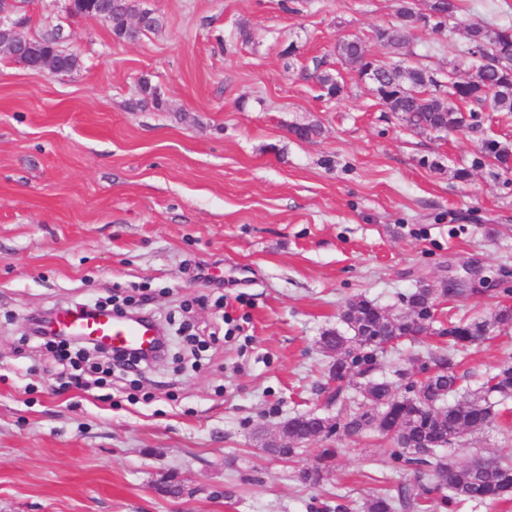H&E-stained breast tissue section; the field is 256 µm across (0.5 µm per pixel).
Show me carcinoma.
<instances>
[{
  "instance_id": "carcinoma-1",
  "label": "carcinoma",
  "mask_w": 512,
  "mask_h": 512,
  "mask_svg": "<svg viewBox=\"0 0 512 512\" xmlns=\"http://www.w3.org/2000/svg\"><path fill=\"white\" fill-rule=\"evenodd\" d=\"M462 0H431L429 15L422 18L412 7V0H400L396 21L377 29L382 46L399 54L409 48L414 29L421 21L436 32L461 11ZM109 26L119 39L135 41L162 26V18L153 14L140 28L128 24L130 9L126 0H109ZM468 46L478 47V56L470 57L469 75L457 76L452 68L438 78L427 71L399 63L378 61L368 73L362 60L360 38L346 37L337 45L344 64L355 70L362 80H375L378 99L387 111L399 116L415 130L429 128L456 131L478 127L482 112L512 113V26L466 27ZM57 68L65 74L79 66L78 55L59 50ZM311 77L318 84L320 96L339 97L343 86L335 75L318 63ZM456 101L458 106L445 104ZM490 165L500 171H512V152L495 139L483 141L481 151L468 168L455 171L456 178L466 180L471 170ZM476 288H444L429 294L421 288L407 297L410 313H396L363 297L348 300L341 321L352 335L331 331L321 337L320 346L330 358L327 374H336V390L326 391L324 407L336 408V416H321L313 410L301 411L288 418L294 439L308 444L332 428L330 421L351 436L374 432L381 437L383 453L396 472L411 471L413 478L400 483L397 489L384 488L365 499L362 512H423L429 495L438 494L440 507L453 509L461 503L498 504L512 499V457L458 461L435 457L438 444L452 445L466 434L484 430L497 418L496 402L512 398V364L505 363L475 390L469 391L453 404L448 396L458 391L459 377L455 359L461 349L478 346L490 339L496 329L512 326V307L503 306L490 316L465 320L444 317L442 305L450 298L468 299ZM422 333L448 338L446 351H418L409 366L397 372L405 379L419 366L433 365L436 374L400 387L378 376L389 349L403 338ZM357 368L358 394L348 395V386L341 383L346 362ZM339 449L322 448L314 464L299 471L300 480L317 485L334 468Z\"/></svg>"
}]
</instances>
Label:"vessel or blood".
<instances>
[{
	"instance_id": "1",
	"label": "vessel or blood",
	"mask_w": 512,
	"mask_h": 512,
	"mask_svg": "<svg viewBox=\"0 0 512 512\" xmlns=\"http://www.w3.org/2000/svg\"><path fill=\"white\" fill-rule=\"evenodd\" d=\"M52 326L61 332L86 336L111 345H147L152 330L146 325H131L116 322L108 316H82L79 311L61 309L55 312Z\"/></svg>"
}]
</instances>
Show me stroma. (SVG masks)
I'll list each match as a JSON object with an SVG mask.
<instances>
[{
    "instance_id": "1",
    "label": "stroma",
    "mask_w": 512,
    "mask_h": 512,
    "mask_svg": "<svg viewBox=\"0 0 512 512\" xmlns=\"http://www.w3.org/2000/svg\"><path fill=\"white\" fill-rule=\"evenodd\" d=\"M162 27L129 42L65 0H29L24 35L62 26L79 67L0 58V512H361L391 468L377 435L339 438L319 485L262 449L318 408L320 338L362 296L406 312L419 281L475 268L491 288L447 305L512 307V173L470 167L512 147V114L440 138L408 128L341 63L397 0H133ZM512 24V0H465L419 28L407 60L466 76L465 27ZM322 57L340 97L303 70ZM149 80L165 103L142 104ZM310 125V140L292 126ZM209 266L216 289L197 279ZM129 300L173 338L163 362L109 370L29 338L31 314ZM512 358V327L461 355L462 385ZM448 455L512 456L498 426ZM500 144L495 139H485L480 153L473 158L470 168L457 169L455 171L456 178L467 180L471 175V170L486 165L493 166L504 173L512 171V152L505 150Z\"/></svg>"
}]
</instances>
